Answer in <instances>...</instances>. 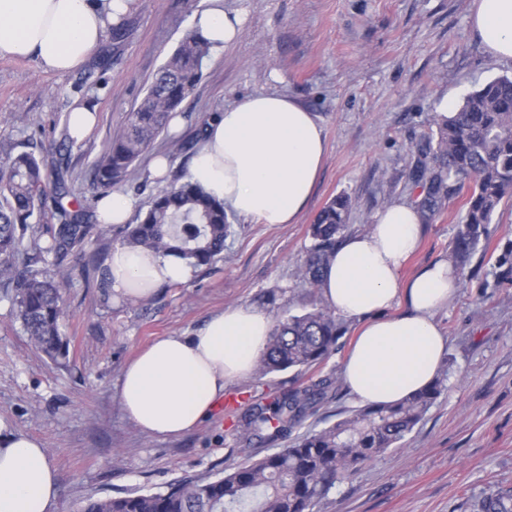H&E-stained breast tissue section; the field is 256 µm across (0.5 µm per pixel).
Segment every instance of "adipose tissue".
<instances>
[{"label": "adipose tissue", "mask_w": 512, "mask_h": 512, "mask_svg": "<svg viewBox=\"0 0 512 512\" xmlns=\"http://www.w3.org/2000/svg\"><path fill=\"white\" fill-rule=\"evenodd\" d=\"M130 0H0V57L33 58L68 73L102 45ZM470 24L487 52L512 60V0H474ZM195 31L217 49L234 43L241 15L208 0ZM327 142L317 117L292 98L253 93L225 107L190 159L189 175L228 211L257 224H293L306 209ZM420 241L414 206L393 203L368 232L348 235L329 257L319 290L336 314L360 321L343 363L350 392L363 403H395L437 376L445 339L432 320L456 290L448 262L411 279L402 268ZM116 298H149L184 283L193 268L174 253L114 247L106 262ZM407 304L405 314L391 310ZM272 332L270 317L248 305L212 314L192 335L156 339L119 379L125 414L154 437L183 434L207 417L227 382L250 376ZM59 497L48 451L25 434L0 433V512H54Z\"/></svg>", "instance_id": "1"}]
</instances>
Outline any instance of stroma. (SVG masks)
<instances>
[{"label":"stroma","instance_id":"35a3bbf8","mask_svg":"<svg viewBox=\"0 0 512 512\" xmlns=\"http://www.w3.org/2000/svg\"><path fill=\"white\" fill-rule=\"evenodd\" d=\"M206 0H132L120 35L97 52L104 67L67 74L36 60L0 58V157L7 148L40 151L66 172L73 202L90 203L92 164L123 127L166 57L191 30ZM472 0H224L242 14L239 39L204 59L202 78L179 111L181 139L224 107L256 92L285 94L322 124L327 152L307 210L294 224L233 219L224 256L196 268L188 283L149 299H113L96 280L75 278L65 293L69 356L56 363L36 349L0 299V423L41 441L55 465L56 512L90 498L161 492L213 476L271 444L241 447L236 427L251 404L302 383L339 378L359 323L346 320L340 348L303 375L285 370L230 382L209 417L177 437H149L118 398L123 367L160 336L191 334L214 312L250 305L270 317L300 313L320 300L299 272L313 243L310 226L334 197L347 195L351 232L397 202H417L408 181L420 138L436 131L442 99L460 102L484 81L512 76L473 32ZM97 113L82 142L65 137L75 104ZM458 204L421 225L405 275L449 260ZM434 321L447 338L439 397L396 447L331 489L313 512H470L492 489L512 488V286L464 280ZM346 384L295 435L333 425L358 409Z\"/></svg>","mask_w":512,"mask_h":512}]
</instances>
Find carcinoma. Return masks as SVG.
<instances>
[{
    "mask_svg": "<svg viewBox=\"0 0 512 512\" xmlns=\"http://www.w3.org/2000/svg\"><path fill=\"white\" fill-rule=\"evenodd\" d=\"M210 45L188 31L158 70L139 104L116 137L93 163L92 187L100 199L127 181L140 158L167 128L202 77ZM408 180L421 184L418 203L422 223H432L455 199L464 197L452 249L453 265L464 275L467 262L490 237V224L505 201L512 200V77L484 82L438 118L437 134L415 145ZM68 193L62 173L47 159L23 151L0 162V299L10 303L31 344L52 359L64 358L68 341L62 331L66 307L62 289L74 274H101L98 255L71 263L74 249L91 236L82 205L59 209L60 224L50 228V241L24 244L28 231L41 222L48 194ZM349 200L340 195L316 216L313 240L301 268L305 283L319 287L327 258L348 230ZM231 232L224 202L187 179L152 196L138 223L124 226L123 245L175 252L193 266L222 257ZM493 275L512 283V242L497 255ZM343 326L321 303L301 314L277 320L258 371L266 375L286 369L302 373L334 354ZM442 382L393 404H370L336 424L306 433L296 441L257 459L232 465L213 477L180 481L159 493L88 499L80 512H312L338 481L394 447L411 433L440 394ZM334 381L326 377L298 387L272 401L252 405L241 418L240 438L274 443L295 429L318 406L332 399ZM471 512H512V489L485 494Z\"/></svg>",
    "mask_w": 512,
    "mask_h": 512,
    "instance_id": "1",
    "label": "carcinoma"
}]
</instances>
